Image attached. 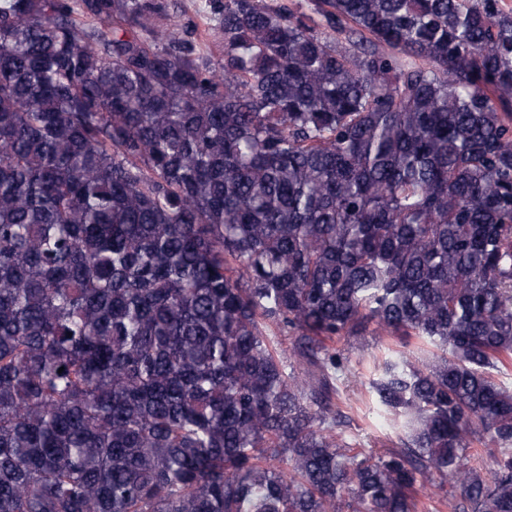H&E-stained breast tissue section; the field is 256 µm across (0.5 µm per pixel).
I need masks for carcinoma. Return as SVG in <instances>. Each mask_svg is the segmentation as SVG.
<instances>
[{
	"instance_id": "obj_1",
	"label": "carcinoma",
	"mask_w": 512,
	"mask_h": 512,
	"mask_svg": "<svg viewBox=\"0 0 512 512\" xmlns=\"http://www.w3.org/2000/svg\"><path fill=\"white\" fill-rule=\"evenodd\" d=\"M208 6L0 0V512H512V13ZM208 0H177L171 8V21L189 30L195 31L196 48L201 55L217 59L222 50L221 41L215 31L213 15L205 3ZM352 342L353 345L336 344L344 349L349 358V373L339 383L341 407L353 419L348 434L361 444L372 448H383L391 441H397L400 430L381 426L376 412V401L369 389L370 380L377 374V365L390 350H404L396 339L382 342L367 337L366 342ZM418 497L428 506L429 512H459L455 509V500L451 489L445 486L440 489L428 485L426 489L419 488Z\"/></svg>"
}]
</instances>
